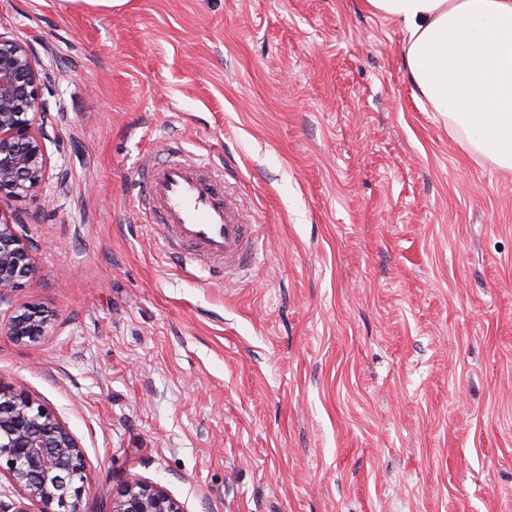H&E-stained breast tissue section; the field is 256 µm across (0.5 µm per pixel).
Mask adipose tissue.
Wrapping results in <instances>:
<instances>
[{"label": "adipose tissue", "mask_w": 512, "mask_h": 512, "mask_svg": "<svg viewBox=\"0 0 512 512\" xmlns=\"http://www.w3.org/2000/svg\"><path fill=\"white\" fill-rule=\"evenodd\" d=\"M398 22L407 74L469 153L512 172V0H363Z\"/></svg>", "instance_id": "obj_1"}]
</instances>
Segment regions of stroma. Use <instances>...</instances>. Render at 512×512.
I'll return each instance as SVG.
<instances>
[{
    "label": "stroma",
    "mask_w": 512,
    "mask_h": 512,
    "mask_svg": "<svg viewBox=\"0 0 512 512\" xmlns=\"http://www.w3.org/2000/svg\"><path fill=\"white\" fill-rule=\"evenodd\" d=\"M49 166L15 201L36 273L0 385L184 512H512V174L464 152L362 0H0ZM223 168L264 252L231 282L162 252L136 174ZM51 318L35 306H24L5 324L6 333L16 341H36L48 330Z\"/></svg>",
    "instance_id": "stroma-1"
}]
</instances>
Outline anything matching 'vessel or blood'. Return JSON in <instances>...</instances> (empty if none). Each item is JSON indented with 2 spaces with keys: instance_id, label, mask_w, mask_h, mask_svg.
Returning a JSON list of instances; mask_svg holds the SVG:
<instances>
[{
  "instance_id": "obj_1",
  "label": "vessel or blood",
  "mask_w": 512,
  "mask_h": 512,
  "mask_svg": "<svg viewBox=\"0 0 512 512\" xmlns=\"http://www.w3.org/2000/svg\"><path fill=\"white\" fill-rule=\"evenodd\" d=\"M162 160L138 174V200L152 223L161 225V250L193 249L200 263L221 262L232 279L259 257L254 223L233 200L223 169L184 154L165 142Z\"/></svg>"
}]
</instances>
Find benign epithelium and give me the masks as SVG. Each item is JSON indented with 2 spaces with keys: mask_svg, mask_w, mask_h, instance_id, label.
Instances as JSON below:
<instances>
[{
  "mask_svg": "<svg viewBox=\"0 0 512 512\" xmlns=\"http://www.w3.org/2000/svg\"><path fill=\"white\" fill-rule=\"evenodd\" d=\"M41 72L30 49L0 35V302L35 275L32 243L8 211L44 180L48 156L35 127L45 117L38 100ZM49 315L24 306L5 324L17 341L45 335ZM23 498L40 512H79L85 454L47 408L0 386V462ZM112 512H184L164 488L130 482L112 502Z\"/></svg>",
  "mask_w": 512,
  "mask_h": 512,
  "instance_id": "benign-epithelium-1",
  "label": "benign epithelium"
}]
</instances>
